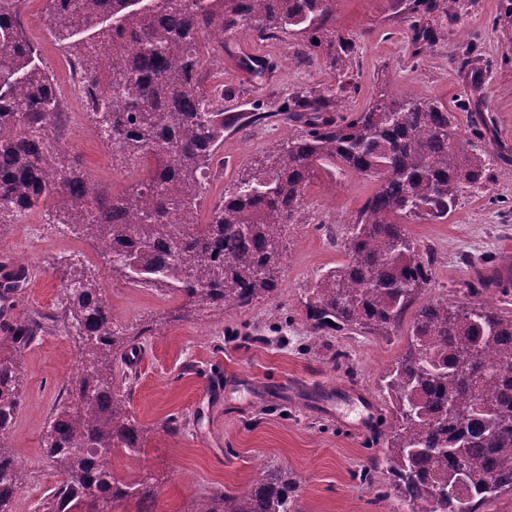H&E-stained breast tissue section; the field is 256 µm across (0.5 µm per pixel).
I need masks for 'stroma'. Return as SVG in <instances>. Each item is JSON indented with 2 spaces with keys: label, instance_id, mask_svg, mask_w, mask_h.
<instances>
[{
  "label": "stroma",
  "instance_id": "35a3bbf8",
  "mask_svg": "<svg viewBox=\"0 0 512 512\" xmlns=\"http://www.w3.org/2000/svg\"><path fill=\"white\" fill-rule=\"evenodd\" d=\"M501 0H459L458 19L439 26L433 44L415 41L400 0H336V27L353 39L350 83L340 86L325 56L288 36L264 39L256 32L212 46L203 64V86L224 89L225 128L218 148L224 166L206 186L199 221L208 206L232 189L238 174L261 158L268 144L292 134L270 120L244 124L255 104L273 106L292 91L342 88L343 112H359L380 95L410 93L447 106L458 131L480 129L476 144L489 160L482 188L464 192L441 219L410 218L406 228L419 247H432L438 261L432 285L421 302L472 300L470 270L462 255L512 252V164L496 157L512 152V49L497 19ZM97 30H78L68 43L35 44L32 61L57 82L75 76L67 44L85 45ZM266 58L271 69L255 76L240 64L241 54ZM82 115L81 128L63 126L67 152L91 185L121 194L145 179L129 161L88 135L89 105L82 95L64 102ZM373 179L345 169L318 172L303 200L299 223L289 225L274 294L249 307L228 306L217 313L184 315L182 297L146 285L135 286L109 272L97 249L67 226L53 225L38 237L43 209L28 223L0 227V275L12 271L11 254L26 258V294L19 311L36 319L59 315L57 297L73 267L98 274L99 293L114 326L131 331L153 324L129 353L125 369L132 385H120L130 410L153 434L137 465L115 461L119 477L136 468L155 477V512H186L200 497L250 483L263 468H283L299 483L303 512H407L390 495L386 448L380 436L390 406L381 379L407 348L405 332L387 339L347 330L312 338L304 302L316 276L345 260L343 248L329 243L323 228L345 235ZM80 343L60 325L48 326L16 362L20 407L6 441L21 470L14 512H45L48 493L61 479L46 459L44 436L50 417L66 402ZM370 395L378 414L360 422L350 400L326 402L339 388ZM187 418L183 434L170 437L160 427L169 416Z\"/></svg>",
  "mask_w": 512,
  "mask_h": 512
}]
</instances>
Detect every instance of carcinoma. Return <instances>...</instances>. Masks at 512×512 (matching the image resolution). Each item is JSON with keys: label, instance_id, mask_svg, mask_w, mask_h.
<instances>
[{"label": "carcinoma", "instance_id": "obj_1", "mask_svg": "<svg viewBox=\"0 0 512 512\" xmlns=\"http://www.w3.org/2000/svg\"><path fill=\"white\" fill-rule=\"evenodd\" d=\"M55 36L93 28L103 15L112 26L74 52L102 142L129 161H149L148 175L129 192L93 190L66 158L55 131L63 115L57 82L30 66L32 43L18 23L16 4L0 0V78L21 74L0 92V226L52 199L51 224L91 238L108 269L130 281L163 287L186 300V312L249 306L277 288L288 225L317 171L338 167L377 181L355 214L345 241L347 261L320 274L305 298L311 333L362 330L389 337L431 286L435 252L419 249L400 218H444L467 188L487 181L486 162L472 137L452 128L448 108L423 98L384 94L360 112L337 115L341 99L325 92H292L276 110L297 126L269 144L214 204L206 222L197 214L202 177L224 166L217 146L224 135V88L199 86V37H234L250 30L274 38L296 36L325 51L331 68L348 75L352 39L336 30V0H51ZM459 0H405L406 19L420 41L435 30L427 18L452 19ZM319 44H314V41ZM112 89L116 103L93 94ZM468 292H494L512 303V276L492 278L493 257L467 259ZM27 274L0 287V332L20 352L44 331L16 310ZM97 276L82 273L60 289L58 321L80 338L81 367L69 401L51 417L46 454L63 479L50 492L52 512H106L135 499L136 512H154V476L130 480L114 471L119 453L137 460L151 429L131 414L116 391L119 347L153 328L126 335L113 328ZM392 405L385 441L390 487L409 512H477L490 498L512 491V315L482 302L421 304L408 347L383 375ZM20 380L11 357L0 358V435L20 406ZM18 463L0 440V512H12ZM298 482L285 470H262L249 485L215 491L195 512H301Z\"/></svg>", "mask_w": 512, "mask_h": 512}]
</instances>
